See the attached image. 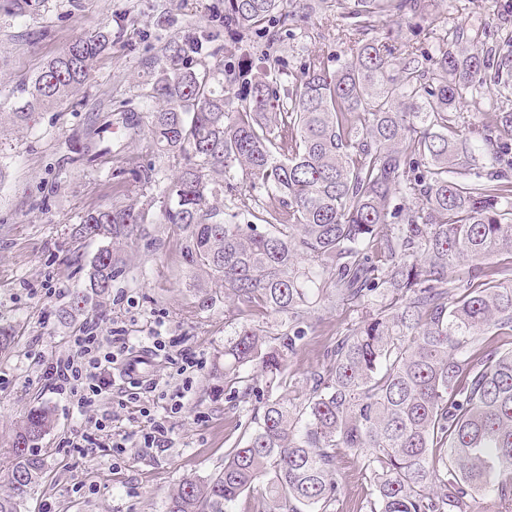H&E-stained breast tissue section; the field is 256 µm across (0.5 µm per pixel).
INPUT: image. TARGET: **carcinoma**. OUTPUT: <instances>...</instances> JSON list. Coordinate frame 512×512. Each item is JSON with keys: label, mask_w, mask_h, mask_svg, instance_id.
I'll use <instances>...</instances> for the list:
<instances>
[{"label": "carcinoma", "mask_w": 512, "mask_h": 512, "mask_svg": "<svg viewBox=\"0 0 512 512\" xmlns=\"http://www.w3.org/2000/svg\"><path fill=\"white\" fill-rule=\"evenodd\" d=\"M224 0V26L274 36L297 17L336 8L347 18H420L426 0ZM399 33L359 42L340 70L320 53L283 90L265 70L204 61L205 30L174 39L147 99L158 147L184 156L163 188L160 223L182 237L189 287L205 276L231 301L220 374L249 413L224 467L183 479L165 512H231L244 495L256 512H336L337 458H363L368 493L359 512H512V112L476 136L458 130L464 94L503 61L474 47L437 58L398 51ZM112 44L108 31L75 38L26 85L13 113L24 122L68 99ZM242 84L244 93L235 90ZM140 136L142 117L106 116L77 160L112 153V127ZM484 169L464 183L455 174ZM264 189L263 212L238 194L224 219L215 205L237 174ZM414 207L392 205L395 197ZM400 223L394 224L392 220ZM135 203L94 209L73 229L106 241L89 271L90 292L61 310L73 320L90 294L105 295L122 260L115 242L151 224ZM364 310L326 354L304 401L276 395L288 363L323 303ZM278 317L272 333L255 324ZM265 377L259 388L245 370ZM52 412L28 413L12 439L10 491L0 512H22L23 494L45 469L39 441Z\"/></svg>", "instance_id": "obj_1"}]
</instances>
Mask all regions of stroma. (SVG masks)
<instances>
[{"instance_id":"35a3bbf8","label":"stroma","mask_w":512,"mask_h":512,"mask_svg":"<svg viewBox=\"0 0 512 512\" xmlns=\"http://www.w3.org/2000/svg\"><path fill=\"white\" fill-rule=\"evenodd\" d=\"M223 13L224 0H39L38 8L23 16L0 11V327L14 334L11 348L0 353V377L7 381L0 388V492L8 448L24 416L43 405L55 416L54 428L39 443L46 473L26 495L23 512H44L48 506L54 512H165L180 481L218 470L226 450L244 433L245 414L230 406L224 381L213 372L224 349L227 309L221 301L198 308L199 291L187 285L181 240L170 225L155 221L124 240L121 274L87 311L102 331L119 328L130 336L146 335L153 322L163 321V336L204 359L182 413L170 421L169 443L143 448L131 442L117 463L103 448L91 461L68 453L62 441L81 419L45 384L36 361L40 355L70 354L69 338L80 326L63 321L60 311L73 291L86 288L101 242L72 238V227L88 210L131 201L156 218L163 187L184 164L182 157L158 149L146 132L96 165L76 160L96 112L142 107L164 64L165 44L206 27L221 47L209 64L234 69L266 50L282 80L299 75L318 52L333 71L350 58L347 35L355 22L337 13L309 14L282 28L271 45L253 33L229 35ZM401 29L404 44L430 56L455 30L495 57L512 59V0H428L423 17ZM98 30L111 31L112 44L96 59L88 83L67 101L14 124L10 114L24 97V81L75 37ZM493 108L512 110V88L489 80L466 94L462 130L484 124ZM360 316L354 304H324L312 313L282 395L297 402L306 398L327 351ZM362 465L353 457L339 461L338 512H357L365 497Z\"/></svg>"}]
</instances>
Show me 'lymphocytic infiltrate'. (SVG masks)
Returning <instances> with one entry per match:
<instances>
[{"label":"lymphocytic infiltrate","instance_id":"1","mask_svg":"<svg viewBox=\"0 0 512 512\" xmlns=\"http://www.w3.org/2000/svg\"><path fill=\"white\" fill-rule=\"evenodd\" d=\"M73 355L45 358L41 361L42 376L58 395L68 398L73 412L86 415L93 407H101L100 416L92 418L89 427L65 438L64 447L80 456L94 453L101 445V434L110 431L118 410L136 408L140 427L137 435L141 445L157 448L164 444L170 432L169 421L181 414L186 391L191 390L194 371L204 366L202 358L183 350L171 354L160 328L147 336H128L121 330L103 336L95 319L84 320L72 336ZM152 350L166 363L175 365L180 383L173 391L161 390L156 380L134 372L135 350ZM122 386L120 396H113L115 386ZM115 399V409H103L105 400Z\"/></svg>","mask_w":512,"mask_h":512}]
</instances>
